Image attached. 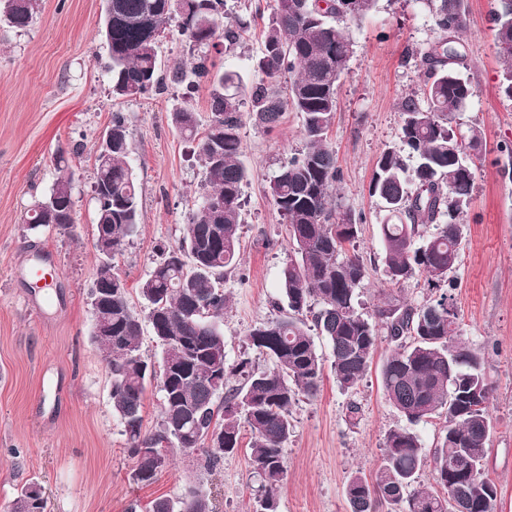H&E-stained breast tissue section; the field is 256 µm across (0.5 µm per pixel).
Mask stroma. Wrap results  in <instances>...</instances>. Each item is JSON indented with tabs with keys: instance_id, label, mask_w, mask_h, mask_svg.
<instances>
[{
	"instance_id": "1",
	"label": "stroma",
	"mask_w": 512,
	"mask_h": 512,
	"mask_svg": "<svg viewBox=\"0 0 512 512\" xmlns=\"http://www.w3.org/2000/svg\"><path fill=\"white\" fill-rule=\"evenodd\" d=\"M273 0H226L228 16L251 28L243 41L210 50L216 71L237 70L252 80L253 63L269 24ZM104 0H39L24 29L0 20V512H8L22 485L37 483L47 512H127L178 496L186 482H201L218 512H254L256 479L250 465L249 431L223 466L206 474L195 454L176 452L173 465L154 483L134 484L123 426L112 411L111 385L102 353L91 339L89 294L99 257L93 247L94 149L121 113L130 132L129 164L138 185L136 236L116 262L138 313L147 302L138 288L169 249L178 247L204 179L188 142L172 125L174 109L188 106L200 128L211 112L209 86H169L161 94L112 97L110 57L98 33ZM491 0H467L464 35L467 75L478 93L456 114L461 130L478 129L482 160L474 166L473 191L462 215L465 244L448 278L464 336L485 353L495 385L490 412L493 433L485 472L498 487V512H512V100L499 89L502 62L490 30ZM349 33L355 52L336 91L337 111L328 135L341 180L333 192L341 209L362 215L355 249L366 276L357 286L359 310L372 315L386 295L412 305L437 297L423 277L389 283L379 226L382 201L370 193L380 154L403 148L399 104L421 93L423 80L409 49L436 41L426 0H378L377 9ZM299 113L286 111L271 131L245 120L237 266L224 279V355L235 364L256 326L282 312L278 286L289 250L288 226L273 204L270 180L302 147ZM63 152L73 174L72 227L30 229L25 222L61 172ZM54 265L58 280L51 301L28 278V266ZM390 344L379 339L373 365L353 391L342 392L324 374L317 396L292 410L293 433L285 447L286 476L277 512H349L345 483L354 470L372 474L382 461L385 437L404 420L384 398L379 370ZM357 403V418L347 406Z\"/></svg>"
}]
</instances>
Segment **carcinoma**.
<instances>
[{"label": "carcinoma", "instance_id": "cac0c4a2", "mask_svg": "<svg viewBox=\"0 0 512 512\" xmlns=\"http://www.w3.org/2000/svg\"><path fill=\"white\" fill-rule=\"evenodd\" d=\"M439 38L420 53L425 77L423 107L404 98L400 139L415 159L407 172L399 150L386 149L376 162L370 191L387 212L380 225L387 276L399 283L422 275L436 288L448 281L463 248L460 214L473 186L470 157L480 153L479 131L452 128L456 113L475 96L465 74L462 35L467 29L466 0H429ZM377 0H274L269 25L250 82L227 69L211 86V120L199 132L195 112L185 106L172 124L195 142L204 170L197 211L184 226L177 250L168 252L142 282L147 318L161 343L160 370L141 353L142 324L120 279L103 313L110 332L93 338L112 378V411L124 427L130 478L149 485L168 469L176 450L197 453L199 470L210 473L240 448L241 427L251 434L250 461L259 477L255 512H276L285 473L284 448L293 425L292 408L319 392L324 360L310 331L332 346L331 372L344 392L368 373L379 331L394 346L380 370L386 400L407 421L385 438L382 464L374 476L351 473L345 484L350 512H497L498 488L483 464L493 433L489 403L494 386L483 354L461 335L454 296L444 290L421 306L387 298L374 318L357 309L356 286L366 269L345 244L359 236L362 218L332 203L340 181L327 136L336 113V86L354 54L343 26L369 15ZM490 22L502 61L500 90L512 98V0H492ZM225 0H112L110 39L112 95L135 99L165 83L196 86L209 81V48L234 44L249 31L237 17L224 25ZM10 22L27 27L38 0H9ZM191 45L190 68L176 66L163 81L157 47L172 20ZM248 111H243V107ZM300 114L304 147L281 163L271 180V195L289 226L290 250L280 290L288 313L249 331V349L272 366L255 367L249 357L228 366L224 357V276L238 261L241 190L247 170L240 160L244 114L272 129L286 109ZM129 131L112 115V152L95 159L93 191L97 223L107 226L112 254L124 250L139 224L138 187L128 162ZM436 234L419 238L421 225L441 217ZM162 394L160 419L143 424L147 387ZM442 417L438 448L429 453L414 430ZM431 487L414 488L422 475ZM41 487H21L11 512H45ZM148 512H217L210 492L188 485L175 498L159 497Z\"/></svg>", "mask_w": 512, "mask_h": 512}]
</instances>
